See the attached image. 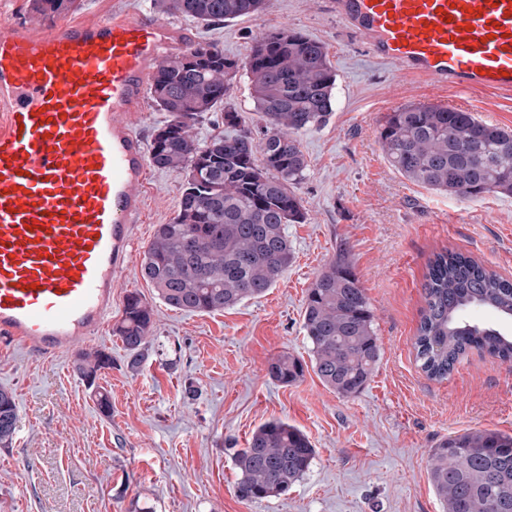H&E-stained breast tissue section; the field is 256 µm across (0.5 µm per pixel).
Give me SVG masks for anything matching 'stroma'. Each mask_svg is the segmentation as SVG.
<instances>
[{
  "mask_svg": "<svg viewBox=\"0 0 512 512\" xmlns=\"http://www.w3.org/2000/svg\"><path fill=\"white\" fill-rule=\"evenodd\" d=\"M143 13L187 28L197 43L245 62L256 37L300 32L326 47L336 71L328 121L302 132L307 169L296 188L306 219L286 227L293 261L269 291L235 307L187 314L155 300L139 275L156 225L175 217L184 174L149 168L124 290L152 299L154 340L130 371L119 337L95 386L76 352L46 358L0 342V387L16 395L12 447L0 448V512H442L429 482L432 450L454 433L512 434V362L469 349L446 379L416 361L424 283L434 254L472 256L512 278V195L463 199L412 183L386 160L378 131L408 105L439 104L512 129V97L463 93L404 74L372 55L324 0H268L256 16L202 25L156 0H80L68 20ZM349 249L371 304L381 357L362 392L342 397L312 370L284 385L267 373L282 353L308 359V288ZM106 392L110 414L97 404ZM281 420L316 454L288 495L237 498L232 447Z\"/></svg>",
  "mask_w": 512,
  "mask_h": 512,
  "instance_id": "35a3bbf8",
  "label": "stroma"
}]
</instances>
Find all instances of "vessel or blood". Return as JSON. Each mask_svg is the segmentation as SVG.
Masks as SVG:
<instances>
[{"instance_id": "1", "label": "vessel or blood", "mask_w": 512, "mask_h": 512, "mask_svg": "<svg viewBox=\"0 0 512 512\" xmlns=\"http://www.w3.org/2000/svg\"><path fill=\"white\" fill-rule=\"evenodd\" d=\"M405 74L512 96V0H325ZM192 40L140 15L0 20V338L53 355L99 337L133 258L153 62Z\"/></svg>"}]
</instances>
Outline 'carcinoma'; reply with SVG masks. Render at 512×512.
Returning a JSON list of instances; mask_svg holds the SVG:
<instances>
[{
	"instance_id": "cac0c4a2",
	"label": "carcinoma",
	"mask_w": 512,
	"mask_h": 512,
	"mask_svg": "<svg viewBox=\"0 0 512 512\" xmlns=\"http://www.w3.org/2000/svg\"><path fill=\"white\" fill-rule=\"evenodd\" d=\"M266 0H160L165 13L201 23L257 15ZM53 18L77 0H32ZM244 68L250 75L260 141L226 106L229 76L237 63L215 45H192L175 60L159 62L150 83L156 107L169 113L156 130L148 161L157 169L185 174L176 216L156 226L140 263V277L154 295L185 313H211L261 297L292 259L286 225L301 224L305 211L296 193L306 157L298 135L324 124L333 112L336 71L326 47L300 32L264 33ZM224 111L227 133L198 143L189 128L205 113ZM392 167L425 188L465 199L489 193L512 195V132L451 106H406L390 113L379 131ZM261 156H256V153ZM416 357L431 378L443 379L468 349L477 347L512 359V339L490 327L466 322L465 313L484 307L512 317V281L461 253L440 252L430 260ZM302 327L311 344L313 372L343 397L359 394L379 362L381 347L373 312L346 250L317 275L303 304ZM154 331L150 303L137 291L125 296L113 332L137 370ZM112 367L103 349L82 352L75 370L88 385ZM305 362L288 353L268 364L284 385L304 375ZM14 394L0 388V448L17 432ZM315 456L308 436L281 420L255 429L235 450L243 501L285 495ZM429 480L443 512H512V434L477 430L453 434L433 450Z\"/></svg>"
}]
</instances>
